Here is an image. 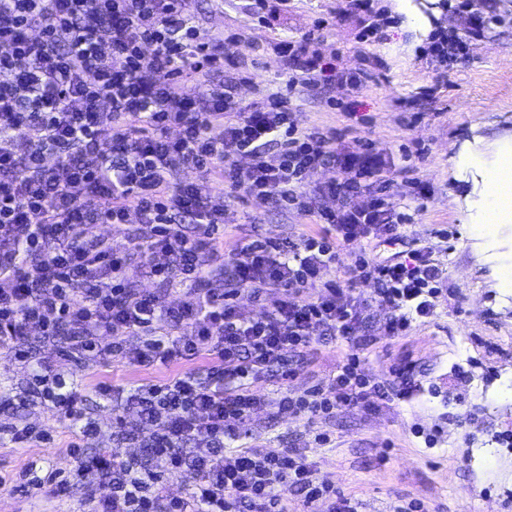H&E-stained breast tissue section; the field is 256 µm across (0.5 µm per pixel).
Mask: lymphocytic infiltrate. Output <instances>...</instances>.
<instances>
[{
    "instance_id": "lymphocytic-infiltrate-1",
    "label": "lymphocytic infiltrate",
    "mask_w": 512,
    "mask_h": 512,
    "mask_svg": "<svg viewBox=\"0 0 512 512\" xmlns=\"http://www.w3.org/2000/svg\"><path fill=\"white\" fill-rule=\"evenodd\" d=\"M313 40L306 33L282 46L296 70L290 85L328 80L354 91L365 84L321 65ZM220 68L183 0H0V346L27 359L36 330L50 342L65 337V358L75 363L210 362L204 372L130 393L151 432L148 456L135 464L88 453L85 395L75 386L55 395L64 416L81 425L68 446L73 474L100 473L109 488L104 512H285L292 489L307 508L330 498L302 449L226 452L225 440L264 401L246 387L225 395V374L267 373L320 340L352 341L362 316L353 290L361 283L372 284L375 301L392 311L386 335H407L433 315L444 279L428 251L411 247L403 260L363 257L341 279L325 280L354 243L405 241L404 216L388 196L364 209L347 202L362 182L386 188L381 158L360 138L340 145L301 127L283 93L269 94L263 110L243 103L233 87L214 81ZM239 154L250 156L248 166L235 164ZM329 164L341 181L311 184ZM187 166L196 181L176 183ZM216 181L225 193L213 192ZM336 194L346 199L341 208L313 210V197ZM245 197L317 213L327 229L289 244L248 241L224 255L216 235ZM128 222L129 241L158 282L183 286L178 307L130 287L125 259L94 232ZM271 290L280 294L272 310L257 320L242 315V301H261ZM130 333L144 336L139 351L125 349ZM360 365V354L350 352L329 384L285 396L281 406L312 422L388 399V380L362 376ZM154 458L187 478L191 493L162 494Z\"/></svg>"
}]
</instances>
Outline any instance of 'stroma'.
<instances>
[{
	"label": "stroma",
	"mask_w": 512,
	"mask_h": 512,
	"mask_svg": "<svg viewBox=\"0 0 512 512\" xmlns=\"http://www.w3.org/2000/svg\"><path fill=\"white\" fill-rule=\"evenodd\" d=\"M199 41L224 47V78L240 100L264 106L269 94L286 92L288 74L277 43L317 31L324 62L370 80L355 93L338 86L292 93L302 126L333 132L348 141H372L394 170L388 189L406 206L407 234L444 266L446 280L434 299L433 317L393 337L383 327L388 308L371 302V287L355 288L368 307L353 343L332 340L290 359L292 377L270 373L249 379L264 399L246 431L227 440L230 449H304L321 477L356 512H394L419 505L421 512H512V220L493 235L480 234L487 210L491 163L512 155V0H188ZM378 33L360 39L368 25ZM471 35L474 49L449 65L433 61L436 37ZM323 229L316 215L254 202H235L227 215L223 250L256 239H298ZM97 234L127 254L130 284L147 292L158 286L149 268L130 255V227L101 224ZM31 356L19 360L0 347V477L23 474L26 486L0 488V512H100L108 490L99 473L70 480L67 447L76 430L51 402L41 401L34 375L61 373L84 389L87 416L95 425L88 450L126 460L146 453L149 430L126 398L131 388L175 373L203 371L206 359L170 367L117 366L99 360L64 364L65 341L28 338ZM365 358L367 376L407 369L404 394L371 410L339 408L308 423L278 409L285 393L327 384L349 348ZM112 386L110 399L95 394ZM123 428H115L114 416ZM28 424L50 431V443L14 447L9 430ZM331 437L317 442L318 433ZM67 479L64 493L46 484L50 473Z\"/></svg>",
	"instance_id": "stroma-1"
}]
</instances>
